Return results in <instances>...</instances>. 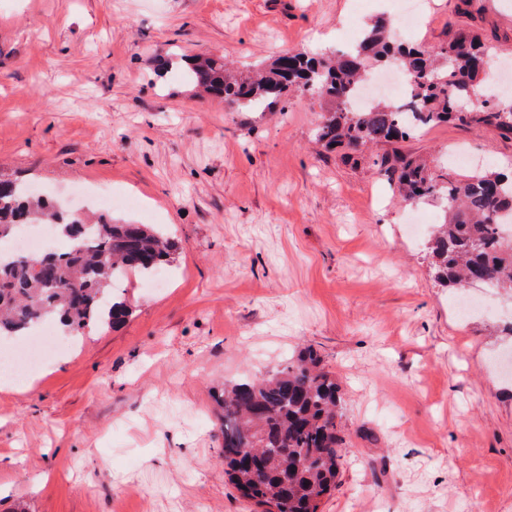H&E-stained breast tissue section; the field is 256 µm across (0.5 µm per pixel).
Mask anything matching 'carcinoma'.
Listing matches in <instances>:
<instances>
[{
  "label": "carcinoma",
  "instance_id": "cac0c4a2",
  "mask_svg": "<svg viewBox=\"0 0 512 512\" xmlns=\"http://www.w3.org/2000/svg\"><path fill=\"white\" fill-rule=\"evenodd\" d=\"M389 25L379 19L344 50L290 53L245 75L232 74L221 58L198 55L186 76L238 112L272 111L293 94L318 97L323 104L315 141L344 150L348 160L369 145H394L376 155L372 166L394 183L402 201L435 200L444 208L427 244L435 278L456 291L483 283L511 297L512 233H501L499 224L503 216L512 219V175L487 166L456 178L396 146L447 124L512 134V100L506 106H465L490 48L464 35L430 48L394 44ZM391 64L409 78L405 101L357 107L369 68ZM44 221L66 241L64 250H3L23 226ZM177 250L174 239L149 224L66 209L0 173V338L23 336L50 320L70 336L92 325L117 327L130 309L115 297L105 299L114 282L132 272L150 274ZM218 403L224 474L240 496L264 512H318L322 498L336 488L344 438L336 379L313 350L268 376L224 387Z\"/></svg>",
  "mask_w": 512,
  "mask_h": 512
}]
</instances>
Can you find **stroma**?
Segmentation results:
<instances>
[{
	"label": "stroma",
	"mask_w": 512,
	"mask_h": 512,
	"mask_svg": "<svg viewBox=\"0 0 512 512\" xmlns=\"http://www.w3.org/2000/svg\"><path fill=\"white\" fill-rule=\"evenodd\" d=\"M409 41L457 30L512 58V0H423ZM390 0H0V173L62 201L136 196L115 215L175 237L163 287L118 283L131 316L89 328L29 387L0 386V512H260L224 477L222 385L312 347L335 374L341 476L320 512H512V335L464 317L434 278V202L411 206L369 159L314 141L319 99L233 112L157 55L248 70L329 52ZM402 147L433 166L465 151L512 171V138L440 125Z\"/></svg>",
	"instance_id": "1"
}]
</instances>
